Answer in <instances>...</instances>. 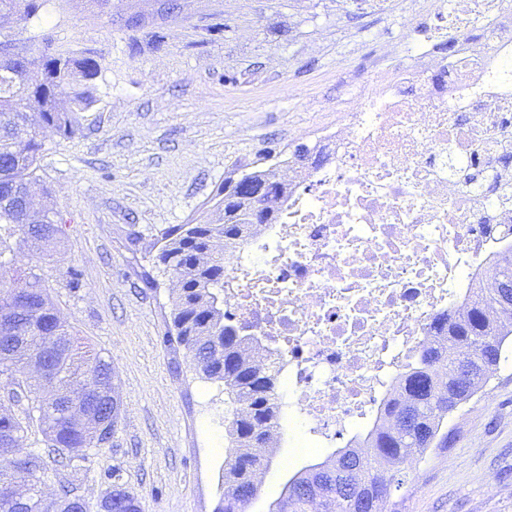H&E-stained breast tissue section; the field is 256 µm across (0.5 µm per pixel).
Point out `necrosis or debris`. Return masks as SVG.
<instances>
[{
	"label": "necrosis or debris",
	"instance_id": "1",
	"mask_svg": "<svg viewBox=\"0 0 512 512\" xmlns=\"http://www.w3.org/2000/svg\"><path fill=\"white\" fill-rule=\"evenodd\" d=\"M410 11L322 130L326 160L289 168L276 223L224 248V306L309 451L368 424L434 318L512 256V0Z\"/></svg>",
	"mask_w": 512,
	"mask_h": 512
}]
</instances>
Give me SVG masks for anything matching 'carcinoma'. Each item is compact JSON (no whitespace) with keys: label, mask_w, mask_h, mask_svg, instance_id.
<instances>
[{"label":"carcinoma","mask_w":512,"mask_h":512,"mask_svg":"<svg viewBox=\"0 0 512 512\" xmlns=\"http://www.w3.org/2000/svg\"><path fill=\"white\" fill-rule=\"evenodd\" d=\"M35 0H0V24L26 20L36 15ZM99 71L92 56L57 58L44 44L18 61L0 47V269L10 264L4 237L19 233L31 246L46 255L62 229L57 215L25 214L13 188L30 192L37 184V161L42 144L35 131L51 126L71 138L77 128L73 114L93 102L89 81ZM276 165L246 173L252 184L263 189L266 202L288 196V184L276 176ZM254 200L246 195L226 198L218 191L209 214L195 224H177L156 239L154 264L163 275L177 283L166 341L176 342L193 353L199 378L222 382L238 405V419L231 423L233 448L224 466V498L217 512H243L240 494L260 493L258 475L267 471L272 456L255 455L254 448H269L280 430L279 405L274 401L276 379L271 372L243 356L250 337L224 312V253L215 242L248 239L256 224L249 221ZM19 274L12 282L26 293V308L37 315L36 327L5 332L0 322V382L25 369L29 351L56 336L71 344L70 359L61 381L65 395L48 402L41 396L43 382L33 378L25 384L27 413L38 414L45 435L72 457L82 458L97 440V423L74 415L64 418L69 397L81 390V378L89 371L98 374L104 386H111L112 362L82 345L71 327L63 322L40 278L33 274L22 283ZM466 314L440 313L433 321L434 342L422 347L405 366L399 392L383 401L380 423L365 439L370 453L345 448L323 462L310 465L291 476L269 512H308L316 502L323 512H379L390 498L387 486L399 482L401 466L415 455H424L432 445L445 448L448 433L445 419L458 405L468 401L481 387L488 373L500 362L512 337V313L503 311L490 292L475 293ZM482 339L470 365L473 377L466 384L456 382L459 345L469 337ZM448 366V379L438 376V367ZM112 512H141L138 497L118 479L104 492ZM0 492V512H42L36 501L17 499L8 509Z\"/></svg>","instance_id":"cac0c4a2"}]
</instances>
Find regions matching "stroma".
<instances>
[{
	"label": "stroma",
	"instance_id": "35a3bbf8",
	"mask_svg": "<svg viewBox=\"0 0 512 512\" xmlns=\"http://www.w3.org/2000/svg\"><path fill=\"white\" fill-rule=\"evenodd\" d=\"M407 0L387 13H337L335 0H46L12 24L16 47L49 43L60 57L95 56L93 104L76 113L77 134L42 128L37 207L58 212L53 256L9 240L14 267L37 273L60 317L115 370L120 414L105 446L65 460L40 421L24 449L40 450L50 492L68 487L88 512L113 480L141 512H215L231 448L235 409L223 383L192 370L168 345L174 283L145 287L148 253L163 229L205 215L226 178L259 167L260 154H289L336 119L337 99L358 89L380 47L399 44ZM139 15V27L126 25ZM134 230L144 240L127 247ZM80 287L68 284L70 269ZM289 437L247 512H268L295 470L323 454L290 459ZM391 512H512V345L494 374L448 416V445L403 467Z\"/></svg>",
	"mask_w": 512,
	"mask_h": 512
}]
</instances>
